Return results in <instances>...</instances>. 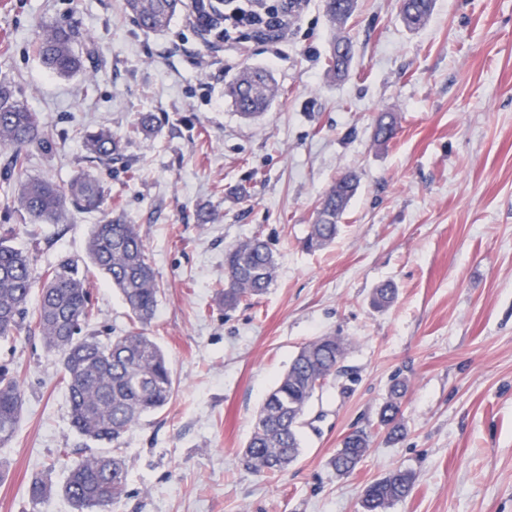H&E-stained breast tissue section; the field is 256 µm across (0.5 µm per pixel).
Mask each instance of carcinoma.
Returning <instances> with one entry per match:
<instances>
[{
  "label": "carcinoma",
  "mask_w": 512,
  "mask_h": 512,
  "mask_svg": "<svg viewBox=\"0 0 512 512\" xmlns=\"http://www.w3.org/2000/svg\"><path fill=\"white\" fill-rule=\"evenodd\" d=\"M434 0H402L401 16L407 27H423ZM184 0H126L134 23L144 31L165 28ZM356 0H324L330 21L343 25L352 17ZM77 37L72 27L52 26L39 42L42 63L61 74H74L85 67L75 52ZM352 41L340 37L328 57V72L340 78L347 72ZM238 113L256 118L279 94L266 72L246 69L228 85ZM38 112L14 99L9 85L0 83V150H8L4 177L10 178L27 166L35 150H45ZM86 158L100 165L112 164L122 145L108 129L101 128L82 138ZM359 180L349 173L323 195L315 223L306 239L314 250L332 242L342 217L357 192ZM16 201L33 224H58L67 206L81 212H100L103 219L91 227L86 258H63L37 270L29 251L13 246V227L0 226V337L12 338L22 331L38 333L45 347L58 360L62 384L67 392L72 429L98 445L95 452L78 462L64 464L63 479L55 478L53 462L29 484L31 500L41 503L53 495L68 500L72 512H112V505L126 492L128 469L115 452L126 432L144 417L162 411L172 400L176 382L164 350L146 326L155 319L160 289L137 225L112 215L99 179L82 171L62 186L28 178L20 182ZM94 267L108 277L119 292L131 326L123 334L100 338L85 329L94 317L86 273ZM278 268L276 254L258 236L232 244L224 250V286L217 292L224 308L262 294L273 284ZM40 287L34 309L28 302ZM397 288L384 282L374 288L371 305L384 310L392 305ZM348 343L335 335L318 336L300 348L288 369L257 411L253 431L242 450L243 464L256 472L285 471L302 454L300 428L315 396L330 377L339 372ZM406 383L396 379L379 413V423L393 437L402 433L398 416ZM23 410V392L18 379L0 371V443L13 439ZM370 436L361 431L344 438L330 463L336 474L352 473L368 448ZM414 478L405 471L393 472L365 490L363 512H388L412 491Z\"/></svg>",
  "instance_id": "cac0c4a2"
}]
</instances>
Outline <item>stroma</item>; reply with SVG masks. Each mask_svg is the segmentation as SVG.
<instances>
[{
	"mask_svg": "<svg viewBox=\"0 0 512 512\" xmlns=\"http://www.w3.org/2000/svg\"><path fill=\"white\" fill-rule=\"evenodd\" d=\"M400 0H357L344 28L308 0L277 50L241 35L236 48L201 37L178 12L160 33L139 29L124 0H0V81L41 112L50 143L28 178L66 183L92 172L139 225L161 290L148 332L177 391L123 437L127 494L112 512H362L365 488L393 470L414 476L389 512H512V0H435L409 31ZM78 25L97 52L65 78L39 59L51 25ZM353 42L348 75L331 78L332 39ZM261 67L279 96L255 121L224 90ZM155 114L145 136L139 113ZM397 119L387 144L378 119ZM120 137L123 159L87 161L85 131ZM360 186L336 239L305 240L323 194L341 175ZM99 214L27 233L28 217L0 193V224L37 267L84 258ZM261 234L275 251L271 288L227 311L226 246ZM394 282L383 311L373 289ZM94 329L127 330L108 278L90 271ZM325 334L348 350L313 402L304 451L287 471L257 473L241 451L267 393L299 349ZM0 367L17 376L24 407L0 447V512H71L55 496L33 503L32 477L90 444L70 426L60 369L40 336L0 339ZM408 384L389 440L378 422L394 375ZM370 434L349 475L330 459L344 436Z\"/></svg>",
	"mask_w": 512,
	"mask_h": 512,
	"instance_id": "obj_1",
	"label": "stroma"
}]
</instances>
